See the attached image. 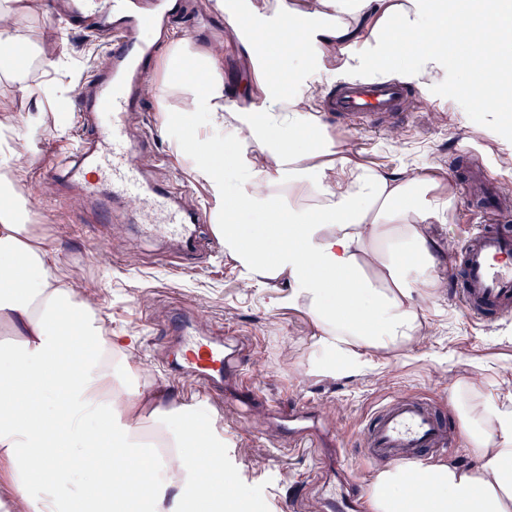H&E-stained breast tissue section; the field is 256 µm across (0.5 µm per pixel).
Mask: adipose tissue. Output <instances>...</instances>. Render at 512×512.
<instances>
[{
    "instance_id": "1",
    "label": "adipose tissue",
    "mask_w": 512,
    "mask_h": 512,
    "mask_svg": "<svg viewBox=\"0 0 512 512\" xmlns=\"http://www.w3.org/2000/svg\"><path fill=\"white\" fill-rule=\"evenodd\" d=\"M503 0H479L477 17L456 0H247L251 32L229 25L207 54L174 44L168 83L186 90L163 126L207 189L224 254L244 279L287 278L303 308L326 375L384 370L398 352L424 344L422 303L444 295L452 276L445 246L428 228L452 221L453 183L436 163L391 169L366 162L336 140L310 70L361 82L404 77L424 85L448 75V46L466 42L463 72L499 70ZM42 0H0V74L25 97L38 91L53 48L23 33ZM237 40L257 67L251 102L224 92V44ZM293 93H285V83ZM212 135H200L194 115ZM232 152H225L224 143ZM29 148L0 169V512H239V482L224 470L218 413L171 399L141 380L133 345L98 312V291L78 288L49 260L20 183ZM255 214V227L241 224ZM448 407L460 418L474 465L429 466L411 484L400 466L369 482L372 512H512V384L485 393L482 367L452 378ZM222 476L223 494L213 491Z\"/></svg>"
}]
</instances>
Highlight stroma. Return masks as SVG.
Returning a JSON list of instances; mask_svg holds the SVG:
<instances>
[{
	"instance_id": "stroma-1",
	"label": "stroma",
	"mask_w": 512,
	"mask_h": 512,
	"mask_svg": "<svg viewBox=\"0 0 512 512\" xmlns=\"http://www.w3.org/2000/svg\"><path fill=\"white\" fill-rule=\"evenodd\" d=\"M203 22L196 26L173 25L170 34L185 41L197 53L223 37L227 16L211 9L206 0H190ZM22 27L37 37L48 34L56 44L63 68L45 74L34 68L35 81L44 83L43 93L18 97L15 87L0 77V98H13L22 121L12 142L29 143L33 161L23 175L24 183L41 181L40 169L48 165L57 149L66 145L55 128L76 114V90L54 91L55 83L66 81L68 70L87 75L104 54V41L96 33L83 31L63 35L56 14L23 19ZM170 44H163L154 63L150 111L132 113V130H143L154 120L160 105L177 108L180 95L166 87V63ZM457 47L448 50V78L427 87L414 86L419 110L409 125L387 132L350 131L334 126L338 138L352 142L366 159L389 167L399 162L442 164L456 183H463L469 164L484 168L487 176L512 189V115H499V129L488 130L487 118L469 103L468 83L458 69ZM167 158L158 168V179L173 184L190 205L207 204L205 189L189 174L190 161L176 150L167 134L148 145L142 161L152 164L155 155ZM34 210L52 261L70 273L75 285L98 289L100 312L113 333L134 336L149 379L167 384L174 397L185 398L184 388L165 372L171 354L168 314L177 307L188 317L198 336L232 333L243 347L245 376H259L265 401L244 408L234 383L224 386V458L227 470L235 472L246 490L251 512H322V499L340 492L336 469L320 454L293 456L277 461L268 446L275 440L268 400L288 406H307L319 414L325 436L339 448L349 476L372 474L361 455V429L379 405L405 396L434 402L448 409V376L466 374L474 365L488 369V389L496 391L502 379H512V318L475 323L450 296L425 303L424 312L432 325L425 345L402 351L386 367L385 377L371 371L337 372L333 376L308 374L304 364L311 357L315 328L306 311L282 305L288 294L287 279L264 285L244 281L231 261L203 256L186 259L181 271L169 268L172 249L163 239L146 237L139 225L116 216L101 224L85 218L76 208V188L47 181ZM112 245V259L100 261L98 240ZM453 355L454 367L445 370L439 359Z\"/></svg>"
}]
</instances>
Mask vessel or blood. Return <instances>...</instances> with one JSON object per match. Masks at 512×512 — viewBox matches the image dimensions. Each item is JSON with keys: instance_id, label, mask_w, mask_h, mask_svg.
Listing matches in <instances>:
<instances>
[{"instance_id": "obj_1", "label": "vessel or blood", "mask_w": 512, "mask_h": 512, "mask_svg": "<svg viewBox=\"0 0 512 512\" xmlns=\"http://www.w3.org/2000/svg\"><path fill=\"white\" fill-rule=\"evenodd\" d=\"M151 0H68L67 28L78 31L85 19L94 29L108 33L106 66L94 69L77 94L80 120L71 148L58 154L42 177L65 183H87L95 170V183H87L86 201L122 205L134 223L177 244L179 254L193 252L197 228L206 223L204 210L183 204L165 182L150 176L137 159L141 143L154 139L155 131L131 138L128 116L146 106L151 64L160 48L158 17ZM412 94L409 80L396 78L373 83L339 84L326 102L327 111L349 122L376 124L391 119L408 120ZM467 201L490 209L498 185L484 170L472 168L467 178ZM462 270L455 292L459 307L470 317L486 321L512 314V230L481 228L471 232L457 253ZM173 330L184 336L183 362L201 385L223 390L231 373L222 345L189 337L180 315L171 318ZM279 426L288 439L279 456L315 449L321 431L307 425L300 414L280 416ZM454 436L445 416L427 402L394 398L382 405L363 428L361 454L376 465L409 468L414 477L426 478L427 456L440 455Z\"/></svg>"}]
</instances>
